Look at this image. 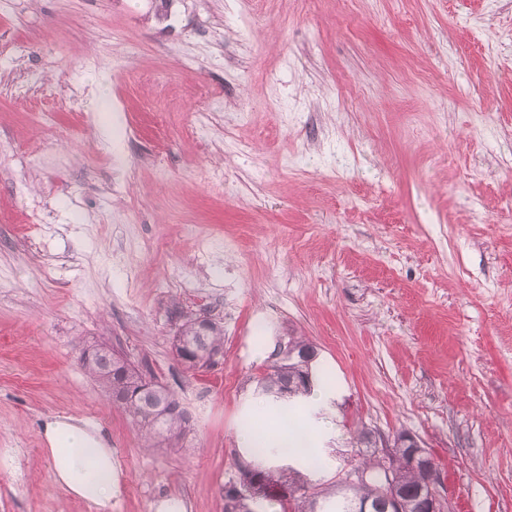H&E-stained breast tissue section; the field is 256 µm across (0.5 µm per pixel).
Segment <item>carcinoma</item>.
Instances as JSON below:
<instances>
[{
	"instance_id": "cac0c4a2",
	"label": "carcinoma",
	"mask_w": 512,
	"mask_h": 512,
	"mask_svg": "<svg viewBox=\"0 0 512 512\" xmlns=\"http://www.w3.org/2000/svg\"><path fill=\"white\" fill-rule=\"evenodd\" d=\"M179 331L185 336V343L192 345L199 353L216 350L224 344L221 327L213 319L202 326L198 320L190 319L182 323ZM288 342L296 351L290 362L274 361L256 380L260 395L271 400L280 410L293 405V399L306 397L311 391V365L316 357L312 343L303 336H290ZM119 352L107 343L101 344L97 357L83 364L88 373L112 397V404L123 409L145 438L158 446L178 445L187 434L189 422L185 408L170 390L163 392L154 389L137 391L132 388L133 372L152 375L147 363L133 364L126 369L116 362ZM360 460L352 469L365 474L362 479L336 482V494L323 496L310 491L308 480L300 472L288 468L274 472L264 465L263 458L255 457L245 466L239 484L222 489L224 512H253L251 504L264 486L274 484L288 488V500L295 502L297 512L319 507L318 512H357L361 504L368 505V512H392L389 493L380 480L384 459L375 454L362 456L359 449L352 450ZM397 472V495L405 512H427L425 489L427 481L437 473L435 461L430 466L413 465L407 461V449L395 450Z\"/></svg>"
}]
</instances>
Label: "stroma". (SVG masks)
Here are the masks:
<instances>
[{
  "mask_svg": "<svg viewBox=\"0 0 512 512\" xmlns=\"http://www.w3.org/2000/svg\"><path fill=\"white\" fill-rule=\"evenodd\" d=\"M512 0H0V512H96L54 485L45 418L95 421L112 512H224L239 430L404 431L448 512H512ZM211 317L224 358L171 339ZM316 347L258 412L279 339ZM146 361L191 416L145 447L84 370ZM288 342L296 351L294 359L290 362L276 359L256 380L258 393L271 400L279 410L290 408L292 398L310 394L311 365L316 357L314 346L304 336H289Z\"/></svg>",
  "mask_w": 512,
  "mask_h": 512,
  "instance_id": "obj_1",
  "label": "stroma"
}]
</instances>
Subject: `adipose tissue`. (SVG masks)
Returning a JSON list of instances; mask_svg holds the SVG:
<instances>
[{
    "label": "adipose tissue",
    "instance_id": "1",
    "mask_svg": "<svg viewBox=\"0 0 512 512\" xmlns=\"http://www.w3.org/2000/svg\"><path fill=\"white\" fill-rule=\"evenodd\" d=\"M54 484L91 504L96 512H112L118 470L112 450L92 422L63 417L44 424Z\"/></svg>",
    "mask_w": 512,
    "mask_h": 512
}]
</instances>
